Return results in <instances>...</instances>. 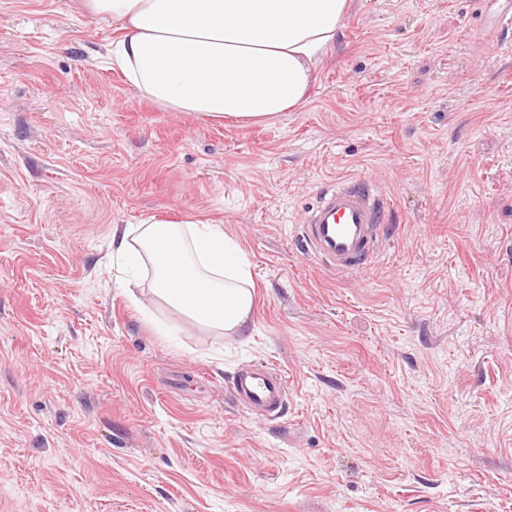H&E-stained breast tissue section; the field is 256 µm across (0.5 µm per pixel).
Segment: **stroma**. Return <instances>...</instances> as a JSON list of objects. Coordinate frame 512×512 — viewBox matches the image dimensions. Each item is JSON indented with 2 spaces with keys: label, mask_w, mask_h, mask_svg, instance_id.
<instances>
[{
  "label": "stroma",
  "mask_w": 512,
  "mask_h": 512,
  "mask_svg": "<svg viewBox=\"0 0 512 512\" xmlns=\"http://www.w3.org/2000/svg\"><path fill=\"white\" fill-rule=\"evenodd\" d=\"M351 2L304 105L242 127L154 106L82 0H0V512H512V35ZM350 177L389 227L339 274L297 226ZM152 216L241 241L247 335L129 302L112 237ZM261 364L272 420L229 392ZM230 391L240 406L264 418L278 416L287 397L281 375L263 365H251L237 371L231 379Z\"/></svg>",
  "instance_id": "stroma-1"
}]
</instances>
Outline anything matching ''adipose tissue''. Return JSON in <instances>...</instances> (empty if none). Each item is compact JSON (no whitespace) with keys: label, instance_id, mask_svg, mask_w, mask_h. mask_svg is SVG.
Returning <instances> with one entry per match:
<instances>
[{"label":"adipose tissue","instance_id":"1","mask_svg":"<svg viewBox=\"0 0 512 512\" xmlns=\"http://www.w3.org/2000/svg\"><path fill=\"white\" fill-rule=\"evenodd\" d=\"M118 26L115 62L169 112L249 126L298 110L350 0H86ZM144 253L149 291L196 324L244 333L254 308L248 254L223 225L191 216L127 225L120 257Z\"/></svg>","mask_w":512,"mask_h":512}]
</instances>
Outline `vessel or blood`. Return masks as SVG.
<instances>
[{
    "mask_svg": "<svg viewBox=\"0 0 512 512\" xmlns=\"http://www.w3.org/2000/svg\"><path fill=\"white\" fill-rule=\"evenodd\" d=\"M482 26L490 35L512 29V0H481ZM388 205L374 184L359 178L327 185L299 226L302 242L319 261L337 273L361 272L376 260L387 223ZM235 401L264 418L278 416L286 403L281 375L268 366L251 365L230 382Z\"/></svg>",
    "mask_w": 512,
    "mask_h": 512,
    "instance_id": "vessel-or-blood-1",
    "label": "vessel or blood"
}]
</instances>
